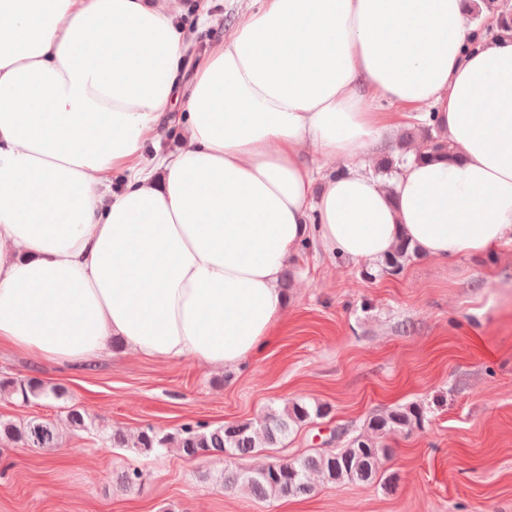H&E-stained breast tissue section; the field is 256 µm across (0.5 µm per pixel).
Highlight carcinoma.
Instances as JSON below:
<instances>
[{"instance_id": "1", "label": "carcinoma", "mask_w": 512, "mask_h": 512, "mask_svg": "<svg viewBox=\"0 0 512 512\" xmlns=\"http://www.w3.org/2000/svg\"><path fill=\"white\" fill-rule=\"evenodd\" d=\"M400 154L382 159L376 175L387 182L391 179L396 162L413 156L417 160L449 158L455 154L454 146L432 122L431 118L418 121L399 141ZM419 256L418 249L404 238H399L395 249L381 262V270L397 275L407 262ZM66 391L48 386L30 377L24 380L0 379V396H8L22 404L34 400H60ZM326 410L318 406L310 410L303 401H296L282 411H271L260 420H243L231 425L212 426L201 420L183 423L174 433H162L153 426L142 427L134 434L116 432L109 445L128 448L136 453L148 454L157 448L171 445L190 458L213 457L230 454L242 458L256 448H277L291 430L306 422L311 415L322 416ZM67 426L73 431L88 428L86 414L71 406L66 413ZM424 410L418 404H408L387 412L372 415L367 427L371 435H359L346 440L345 446L333 452H318L301 456L273 457L259 468L227 466L220 474V484L227 490H244L256 499L271 497L307 496L313 492L309 475L315 473L325 483L343 481L368 482L376 478L381 465L390 453L384 440L391 435L421 428ZM61 433L55 420L32 416L22 422L0 419V445H22L27 448H57ZM141 479L137 468H128L115 477L126 490L133 489Z\"/></svg>"}]
</instances>
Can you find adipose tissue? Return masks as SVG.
<instances>
[{
	"label": "adipose tissue",
	"instance_id": "obj_1",
	"mask_svg": "<svg viewBox=\"0 0 512 512\" xmlns=\"http://www.w3.org/2000/svg\"><path fill=\"white\" fill-rule=\"evenodd\" d=\"M187 50L164 0H0V344L78 367L119 337L235 369L285 319L303 242L512 252V37L463 0H263L188 83ZM425 107L457 158L370 176L365 151ZM166 125L182 144L151 155ZM471 14L474 16H479L484 10L491 11L494 7V0H467ZM497 11L492 12H483L481 17L477 20L472 19V22L477 27L478 31L485 34H494L495 28L491 27L486 19L489 15H496Z\"/></svg>",
	"mask_w": 512,
	"mask_h": 512
}]
</instances>
